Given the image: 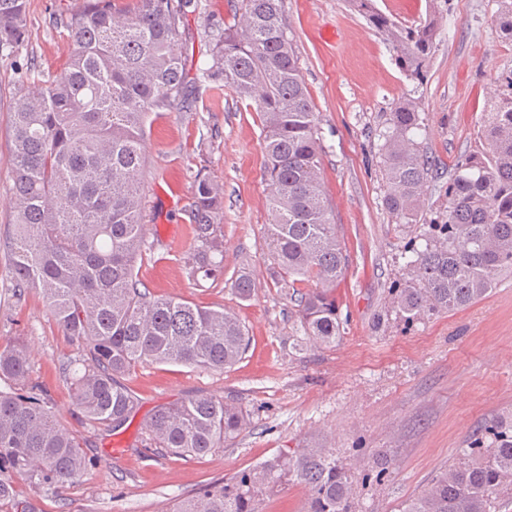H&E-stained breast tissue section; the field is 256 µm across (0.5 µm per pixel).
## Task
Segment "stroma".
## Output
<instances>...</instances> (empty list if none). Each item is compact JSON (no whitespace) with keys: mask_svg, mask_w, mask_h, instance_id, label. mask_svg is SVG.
I'll return each mask as SVG.
<instances>
[{"mask_svg":"<svg viewBox=\"0 0 512 512\" xmlns=\"http://www.w3.org/2000/svg\"><path fill=\"white\" fill-rule=\"evenodd\" d=\"M406 23L440 12L443 23L422 84L406 78L393 50L348 0H284L302 78L325 145L322 178L348 267L336 289L341 336L324 347L304 341L296 307L270 276L265 224L262 123L246 102L200 81L212 26L240 24L238 0H191L179 27L188 97L152 113L146 125L145 245L139 275L158 295L233 311L249 336L242 358L224 370L149 364L125 376L138 400L118 431L90 428L75 407L62 368L74 351L42 296L12 295L7 241L14 222L11 108L17 73L44 76L69 52L65 22L78 0H27L28 38L0 58V336H24L32 377L53 398L57 420L80 435L98 463L70 489L35 490L15 480L18 499L37 512H171L200 487L228 481L281 452L318 441L351 466L354 512H399L458 462L484 429L512 426V277L468 307L406 320L393 293L406 271L402 252L441 221L449 172L481 150V123L494 101L493 79L512 72V40L499 30L498 0H375ZM420 103L423 144L437 165L419 223L403 224L383 206L377 130L407 94ZM224 193V277L188 278L193 247L186 210L197 175ZM258 285L239 300L240 269ZM220 395L250 415L235 439L200 457L179 459L141 441L159 406ZM378 482L363 478L380 464ZM307 489L288 483L260 495L256 512H304Z\"/></svg>","mask_w":512,"mask_h":512,"instance_id":"stroma-1","label":"stroma"}]
</instances>
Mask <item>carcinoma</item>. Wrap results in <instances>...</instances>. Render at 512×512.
Returning <instances> with one entry per match:
<instances>
[{
	"label": "carcinoma",
	"mask_w": 512,
	"mask_h": 512,
	"mask_svg": "<svg viewBox=\"0 0 512 512\" xmlns=\"http://www.w3.org/2000/svg\"><path fill=\"white\" fill-rule=\"evenodd\" d=\"M245 26L211 35V64L201 78L251 102L263 121L264 175L271 221L266 225L271 275L282 288L312 281L294 299L303 332L316 345L340 336L333 290L348 257L325 194L318 116L300 74L283 0H240ZM187 0H83L70 17V52L62 69L12 108L15 222L10 241L13 294L36 290L75 347L63 368L74 404L93 427L121 429L136 398L120 378L149 363L223 370L245 354L249 337L230 311L140 289L145 135L152 112L185 96L175 46ZM351 6L386 36L405 76L421 81L439 36L441 17L408 26L375 7ZM496 22L512 39V0H500ZM28 36L26 0H0V54ZM492 112L481 126L486 149L460 159L448 181L440 224L408 246L410 276L396 304L408 320L474 304L512 274V71L495 79ZM417 99L396 103L378 133L389 214L415 223L432 171L417 140ZM224 193L195 180L191 202L195 284L224 276ZM256 288L241 270L233 290L249 300ZM28 345L0 340V512H36L15 497L20 478L62 492L96 459L56 419L48 390L31 381ZM248 414L221 396H191L163 405L144 422L150 447L181 458L206 455L237 437ZM402 512H495L512 494V431L485 429ZM351 468L314 443L285 451L227 482L204 485L171 512H254L255 498L285 482L308 488L305 512H353Z\"/></svg>",
	"instance_id": "1"
}]
</instances>
